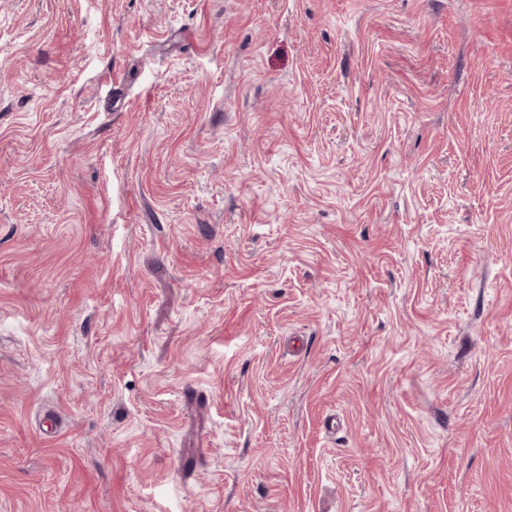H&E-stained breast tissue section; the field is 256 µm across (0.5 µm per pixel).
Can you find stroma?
I'll return each instance as SVG.
<instances>
[{
  "mask_svg": "<svg viewBox=\"0 0 512 512\" xmlns=\"http://www.w3.org/2000/svg\"><path fill=\"white\" fill-rule=\"evenodd\" d=\"M0 512H512V0H0Z\"/></svg>",
  "mask_w": 512,
  "mask_h": 512,
  "instance_id": "obj_1",
  "label": "stroma"
}]
</instances>
